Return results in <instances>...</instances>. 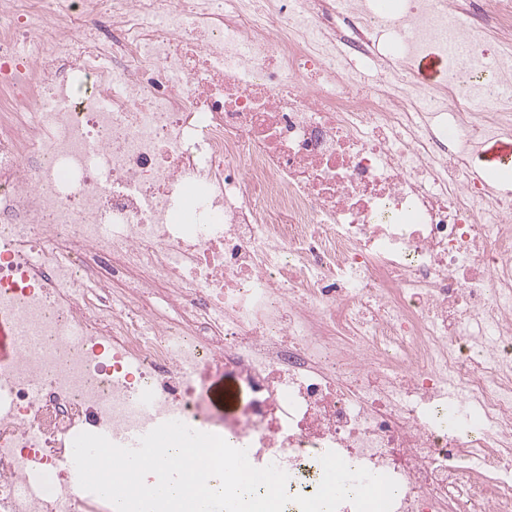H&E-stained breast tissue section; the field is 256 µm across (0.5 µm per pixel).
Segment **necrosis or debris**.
Here are the masks:
<instances>
[{"label":"necrosis or debris","instance_id":"obj_1","mask_svg":"<svg viewBox=\"0 0 512 512\" xmlns=\"http://www.w3.org/2000/svg\"><path fill=\"white\" fill-rule=\"evenodd\" d=\"M511 138L512 0H0V512H104L74 438L173 416L512 512ZM247 393L235 380L224 374L211 380L207 400L211 411L218 416L232 415L247 401Z\"/></svg>","mask_w":512,"mask_h":512}]
</instances>
